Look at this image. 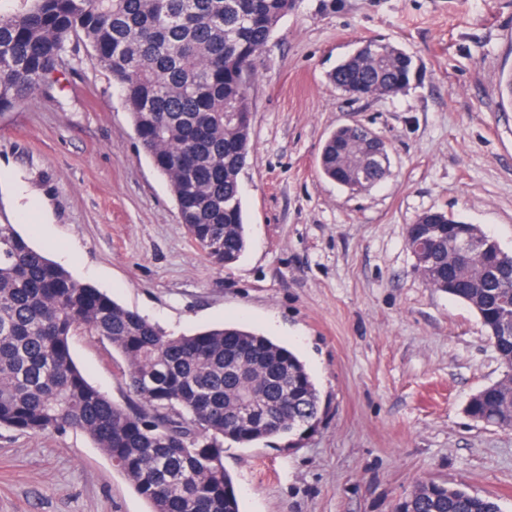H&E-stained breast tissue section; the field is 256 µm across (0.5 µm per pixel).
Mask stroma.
Masks as SVG:
<instances>
[{
	"mask_svg": "<svg viewBox=\"0 0 512 512\" xmlns=\"http://www.w3.org/2000/svg\"><path fill=\"white\" fill-rule=\"evenodd\" d=\"M370 38L412 56L420 78L373 100L336 88L330 72ZM509 72L512 0H296L250 91L248 247L222 268L180 223L111 77L79 43L51 85L0 112V224L168 333L240 325L306 364L320 410L296 446L224 445L243 512H393L429 479L512 512V430L465 412L501 378L499 356L471 308L426 287L404 239L443 210L512 252ZM353 123L390 158L361 191L319 169L325 140ZM71 351L92 385L134 401L107 341L84 331ZM149 510L80 430L0 427V512Z\"/></svg>",
	"mask_w": 512,
	"mask_h": 512,
	"instance_id": "stroma-1",
	"label": "stroma"
}]
</instances>
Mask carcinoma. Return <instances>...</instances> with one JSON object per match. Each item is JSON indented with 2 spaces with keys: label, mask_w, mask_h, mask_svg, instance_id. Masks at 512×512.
<instances>
[{
  "label": "carcinoma",
  "mask_w": 512,
  "mask_h": 512,
  "mask_svg": "<svg viewBox=\"0 0 512 512\" xmlns=\"http://www.w3.org/2000/svg\"><path fill=\"white\" fill-rule=\"evenodd\" d=\"M295 0H30L0 14V112L53 78L74 41L116 82L180 222L205 256L229 267L248 245L239 175L251 145L249 89ZM413 58L369 40L331 73L356 99L397 94ZM387 151L370 129L345 125L327 139L323 174L353 190L386 174L366 162ZM425 284L481 318L504 366L474 394V421L512 429V254L479 226L426 211L405 227ZM89 330L127 364L138 399L121 406L90 384L69 339ZM319 393L288 348L235 326L179 336L75 280L0 224V425L21 432L79 429L112 461L150 512H241L224 469V441L242 447L312 426ZM403 512H499L463 484L419 482Z\"/></svg>",
  "instance_id": "cac0c4a2"
}]
</instances>
